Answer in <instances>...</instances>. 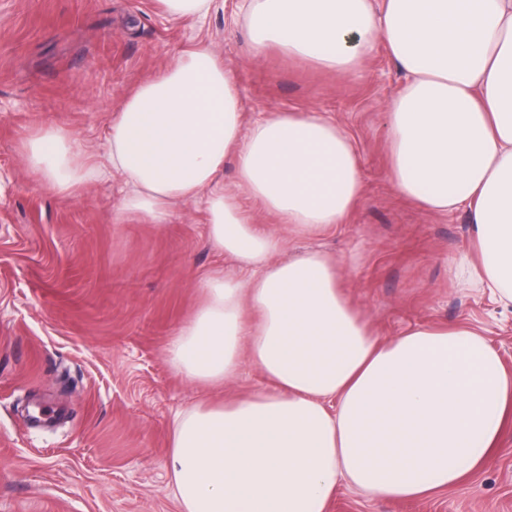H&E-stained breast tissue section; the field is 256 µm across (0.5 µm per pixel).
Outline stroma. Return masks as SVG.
Listing matches in <instances>:
<instances>
[{"label": "stroma", "instance_id": "35a3bbf8", "mask_svg": "<svg viewBox=\"0 0 512 512\" xmlns=\"http://www.w3.org/2000/svg\"><path fill=\"white\" fill-rule=\"evenodd\" d=\"M235 10L236 0H215L197 20L158 0H0V512H179L165 467L175 415L269 386L247 359L221 387L187 380L167 359L203 300L200 278L238 271L209 243L202 201L161 226L119 224V176L62 196L23 157L43 124L103 152L126 96L201 40L233 71L247 112H321L356 148L364 196L330 232L293 235L241 198L247 217L283 239L284 257H334L378 336L465 323L512 373V307L450 277L470 246L466 211H429L391 180L385 109L404 74L386 48L343 76L275 49L257 57L244 24L228 21ZM329 512H512V422L462 487L388 500L342 486Z\"/></svg>", "mask_w": 512, "mask_h": 512}]
</instances>
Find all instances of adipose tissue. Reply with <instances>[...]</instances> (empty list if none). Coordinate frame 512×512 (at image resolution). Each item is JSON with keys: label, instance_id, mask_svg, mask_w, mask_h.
<instances>
[{"label": "adipose tissue", "instance_id": "adipose-tissue-1", "mask_svg": "<svg viewBox=\"0 0 512 512\" xmlns=\"http://www.w3.org/2000/svg\"><path fill=\"white\" fill-rule=\"evenodd\" d=\"M239 11L254 54L275 48L339 76L387 46L406 79L386 109L394 185L435 212L467 211L472 248L454 275L512 305V0H243ZM106 142L88 157L46 124L23 155L61 195L102 169L120 175V220L163 224L175 204L203 200L208 241L247 275L201 279L168 360L218 384L247 358L271 383L176 416L166 467L182 512H328L344 484L420 499L487 462L512 416V373L485 335L443 325L380 338L334 259L282 258L281 239L240 209L252 196L300 235L343 223L363 196L344 129L316 112L247 120L223 57L199 45L127 96ZM228 158L232 191L219 178Z\"/></svg>", "mask_w": 512, "mask_h": 512}]
</instances>
